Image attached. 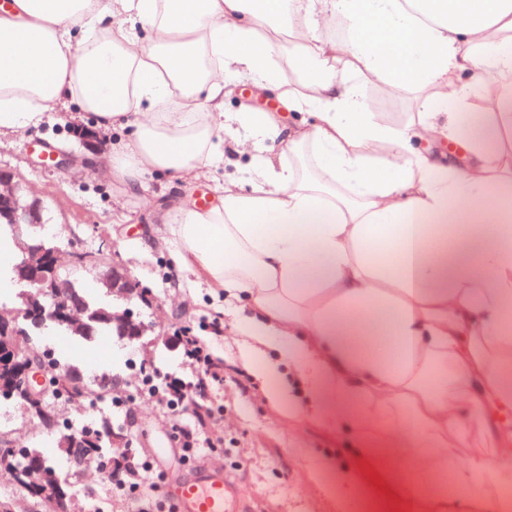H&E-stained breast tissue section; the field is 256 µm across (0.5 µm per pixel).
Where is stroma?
I'll return each instance as SVG.
<instances>
[{"mask_svg": "<svg viewBox=\"0 0 512 512\" xmlns=\"http://www.w3.org/2000/svg\"><path fill=\"white\" fill-rule=\"evenodd\" d=\"M364 94L375 120L400 125L415 117L410 90L366 76ZM230 112H264L280 122L295 120V113L273 98L259 95L249 82L236 83L225 100ZM89 120L76 104L46 113L43 123L21 132L0 133V169L12 172L44 206L45 234L54 238L62 262L72 254L106 255L122 265L153 300L145 318L156 326L149 351L119 346L108 336L86 341L66 329L50 328L35 335V351L56 356L90 375L114 376V397L121 407L96 411L68 409L71 427H94L102 420L126 427L138 454L155 460L166 474L167 491L188 481L194 466L182 459L171 437L172 415L154 400L133 397L139 380L135 363L150 359L151 366L170 379L190 380L178 332L182 327L202 328L203 340L215 361L224 366V382L212 394L220 413L208 425L210 439L226 449L204 455L203 463L220 465L224 492L232 512H336L335 504L310 479L319 471L323 481L333 480L343 468L357 470L360 485L346 503L345 512H429L422 501L404 495L401 483L392 482L383 456L356 454L347 422L358 408L336 407L335 422L316 425L274 409L261 384L238 363L234 318L225 313L224 301L195 270H178L177 246L169 226L180 210L198 197L214 198L217 187L240 180L241 171L228 164L212 168L172 189L162 173H142L136 188H128L111 174V157L127 130L97 131L101 152L89 150L81 136ZM64 153L62 165L42 162V144ZM222 316L220 337L204 330V323ZM0 426L15 429L33 443L60 476L71 472L69 459L54 440L39 437L33 423L9 403H0Z\"/></svg>", "mask_w": 512, "mask_h": 512, "instance_id": "35a3bbf8", "label": "stroma"}]
</instances>
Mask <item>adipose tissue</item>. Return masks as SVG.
Returning a JSON list of instances; mask_svg holds the SVG:
<instances>
[{
    "label": "adipose tissue",
    "mask_w": 512,
    "mask_h": 512,
    "mask_svg": "<svg viewBox=\"0 0 512 512\" xmlns=\"http://www.w3.org/2000/svg\"><path fill=\"white\" fill-rule=\"evenodd\" d=\"M13 0L0 8V130L59 102L128 129L117 175L177 186L225 156L246 186L170 231L237 315L240 361L280 412L350 426L366 457L409 461L412 498L477 449L474 499L500 512L512 451V0ZM345 25L321 41L309 25ZM147 37H139L138 28ZM297 40L282 48L284 34ZM346 72L337 75V62ZM405 86L416 117L376 123L361 77ZM248 79L311 126L224 109ZM495 94L464 126L477 88ZM461 143L466 164L430 151Z\"/></svg>",
    "instance_id": "ef3b65f1"
}]
</instances>
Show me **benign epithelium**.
<instances>
[{
  "mask_svg": "<svg viewBox=\"0 0 512 512\" xmlns=\"http://www.w3.org/2000/svg\"><path fill=\"white\" fill-rule=\"evenodd\" d=\"M0 221L19 232L22 227L41 223L40 206L26 195L21 182L10 172L0 171ZM21 257L16 265L18 296L23 298L28 311V320L41 330L47 326L66 327L75 334L85 329L82 316L87 307L75 292V285L62 272L58 248L53 245L20 241ZM106 296L112 298L109 323L116 340L133 347L144 345V338L154 332L155 326L147 323L136 312L143 302L138 283L128 273L115 265H106L101 281ZM32 337L19 327L16 313L9 316L0 314V366L13 367L14 375L10 383L0 384V401L23 405L30 400L42 401L51 383L68 384L72 378L87 381L84 373L73 372L69 367L47 360L45 354H36L31 348ZM36 420L43 433L53 436L59 427L60 409L54 405L47 409L39 408L35 413H27ZM73 444L81 445L89 452L82 466L93 467L98 473H106L113 461L99 454L92 446L96 444L92 432L71 433ZM23 442L15 432L0 433V452L11 458L19 454ZM17 485H27L32 489L48 486L58 491L53 502L63 508L72 504L75 498H64L63 486L67 479L61 478L42 457H29L19 473L13 475Z\"/></svg>",
  "mask_w": 512,
  "mask_h": 512,
  "instance_id": "7a95c632",
  "label": "benign epithelium"
}]
</instances>
